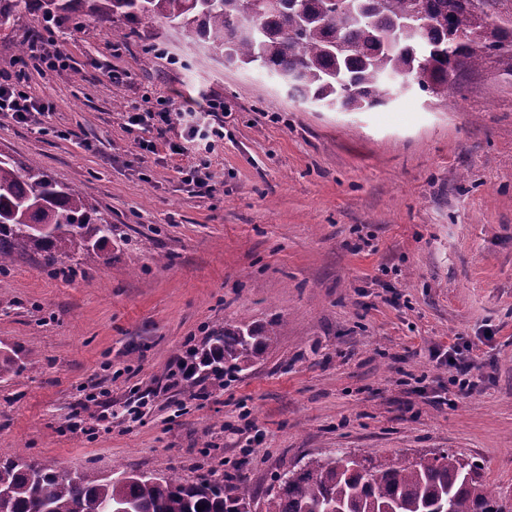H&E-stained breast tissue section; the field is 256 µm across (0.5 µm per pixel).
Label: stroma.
<instances>
[{
	"label": "stroma",
	"instance_id": "35a3bbf8",
	"mask_svg": "<svg viewBox=\"0 0 512 512\" xmlns=\"http://www.w3.org/2000/svg\"><path fill=\"white\" fill-rule=\"evenodd\" d=\"M37 10L0 30L64 41L61 72H27L55 110L39 130L0 118V152L82 184L113 234L78 273L17 254L0 274V454L90 477L140 469L243 477L262 498L285 469L342 448L382 460L450 451L512 500V77L485 66L444 101L388 82L386 106L334 112L144 22ZM161 56L142 65L144 46ZM123 73L109 82L106 70ZM223 99L216 190L176 178L189 157L140 152L124 114L157 98ZM93 141L95 150L84 147ZM279 321L260 364L174 383L224 323ZM483 367L452 396L455 338ZM112 405L109 426L84 404Z\"/></svg>",
	"mask_w": 512,
	"mask_h": 512
}]
</instances>
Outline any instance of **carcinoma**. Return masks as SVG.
I'll return each mask as SVG.
<instances>
[{
  "mask_svg": "<svg viewBox=\"0 0 512 512\" xmlns=\"http://www.w3.org/2000/svg\"><path fill=\"white\" fill-rule=\"evenodd\" d=\"M0 0V29L22 11L87 16L110 23L124 41L130 23L161 19L187 38L224 54L230 65L274 74L306 101L364 112L387 102L386 79L412 78L428 94L448 97L486 64L512 77V8L506 0ZM112 238V222L82 189L55 181L38 164L0 154V273L16 252L48 266L90 257ZM278 322L226 323L216 332L200 372L218 383L229 372L264 361ZM311 458L266 495L265 512H508L479 467L447 451L415 461L362 456ZM0 512H107L123 502L133 512H251L255 494L242 479L190 482L173 470L130 472L90 480L22 457L0 456Z\"/></svg>",
  "mask_w": 512,
  "mask_h": 512,
  "instance_id": "carcinoma-1",
  "label": "carcinoma"
}]
</instances>
